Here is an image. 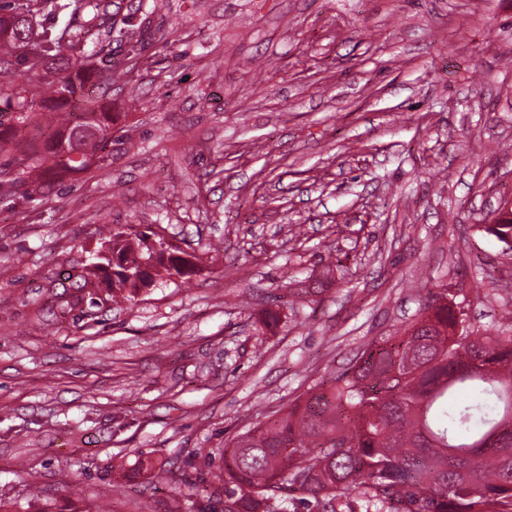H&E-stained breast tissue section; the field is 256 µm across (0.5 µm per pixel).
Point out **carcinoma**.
<instances>
[{"mask_svg":"<svg viewBox=\"0 0 512 512\" xmlns=\"http://www.w3.org/2000/svg\"><path fill=\"white\" fill-rule=\"evenodd\" d=\"M112 29L107 3L0 0V63L42 69L39 83L0 85V194L22 204L59 176L101 168L112 158L120 113L97 85L130 75L123 58L96 44L91 63L77 44ZM485 232L512 250V223ZM132 225L106 242L123 269L150 257ZM169 246L155 274L187 279L195 268ZM112 290L132 303L142 287L126 275ZM512 418V320L473 335L465 302L436 294L397 336L368 344L355 362L310 388L275 420L234 438L216 478L224 512H512V430L504 447L484 443Z\"/></svg>","mask_w":512,"mask_h":512,"instance_id":"1","label":"carcinoma"}]
</instances>
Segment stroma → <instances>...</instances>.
I'll use <instances>...</instances> for the list:
<instances>
[{
    "instance_id": "stroma-1",
    "label": "stroma",
    "mask_w": 512,
    "mask_h": 512,
    "mask_svg": "<svg viewBox=\"0 0 512 512\" xmlns=\"http://www.w3.org/2000/svg\"><path fill=\"white\" fill-rule=\"evenodd\" d=\"M112 0L148 29L100 170L0 199V498L224 512L228 440L462 289L512 316V0ZM188 279L73 289L104 226ZM221 246L212 256L207 246Z\"/></svg>"
}]
</instances>
